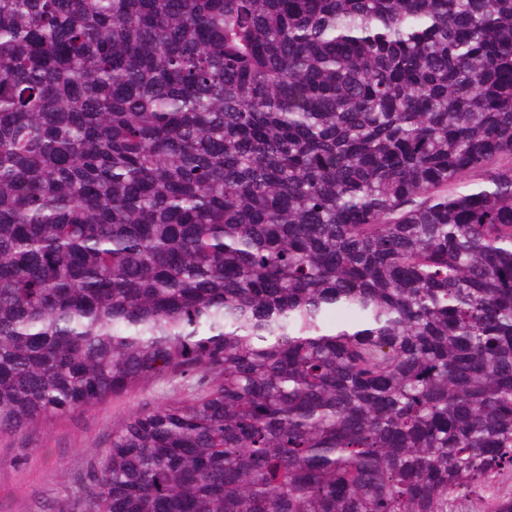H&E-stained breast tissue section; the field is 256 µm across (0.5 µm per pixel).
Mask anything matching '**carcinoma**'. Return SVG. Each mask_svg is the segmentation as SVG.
I'll use <instances>...</instances> for the list:
<instances>
[{"mask_svg":"<svg viewBox=\"0 0 512 512\" xmlns=\"http://www.w3.org/2000/svg\"><path fill=\"white\" fill-rule=\"evenodd\" d=\"M163 373L84 512H512V0H0V433Z\"/></svg>","mask_w":512,"mask_h":512,"instance_id":"cac0c4a2","label":"carcinoma"}]
</instances>
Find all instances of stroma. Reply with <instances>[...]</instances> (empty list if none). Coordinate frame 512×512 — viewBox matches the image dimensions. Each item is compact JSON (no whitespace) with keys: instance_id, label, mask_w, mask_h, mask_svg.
<instances>
[{"instance_id":"1","label":"stroma","mask_w":512,"mask_h":512,"mask_svg":"<svg viewBox=\"0 0 512 512\" xmlns=\"http://www.w3.org/2000/svg\"><path fill=\"white\" fill-rule=\"evenodd\" d=\"M195 381L161 375L98 406L0 435V512H83L80 476L112 443L129 415L199 396Z\"/></svg>"}]
</instances>
